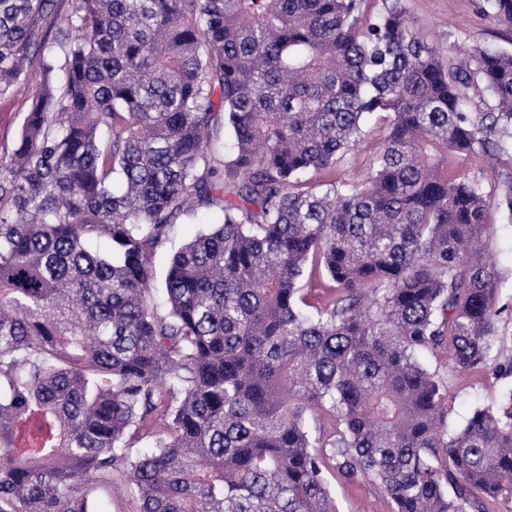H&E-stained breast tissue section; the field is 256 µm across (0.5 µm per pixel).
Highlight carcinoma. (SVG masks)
Listing matches in <instances>:
<instances>
[{
  "instance_id": "obj_1",
  "label": "carcinoma",
  "mask_w": 512,
  "mask_h": 512,
  "mask_svg": "<svg viewBox=\"0 0 512 512\" xmlns=\"http://www.w3.org/2000/svg\"><path fill=\"white\" fill-rule=\"evenodd\" d=\"M384 2L0 0V100L32 90L0 145V512H94L116 472L140 512H337L327 464L391 512H512V388L444 424L448 373L512 375L483 246L512 181L455 168L512 153V51L445 60ZM370 121L366 176L313 180Z\"/></svg>"
}]
</instances>
